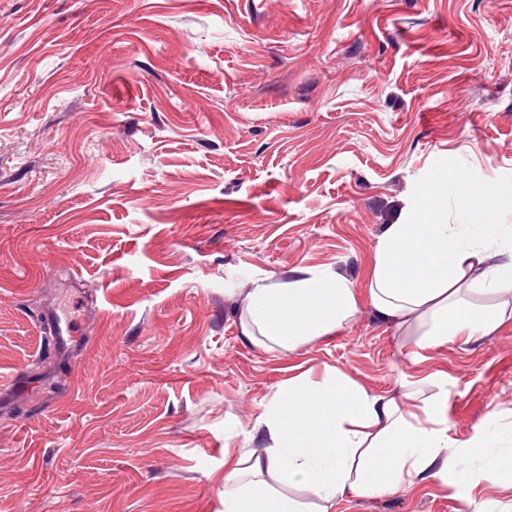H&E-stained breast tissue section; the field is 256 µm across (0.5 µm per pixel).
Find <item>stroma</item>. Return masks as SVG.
<instances>
[{
    "label": "stroma",
    "instance_id": "1",
    "mask_svg": "<svg viewBox=\"0 0 512 512\" xmlns=\"http://www.w3.org/2000/svg\"><path fill=\"white\" fill-rule=\"evenodd\" d=\"M451 157L512 224V0H0V512H223L289 377L335 368L446 407L469 457L512 452V315L410 361L369 273ZM352 281L354 321L279 353L244 295ZM81 339L44 355L48 308ZM24 376L27 389L13 386ZM332 512H512V473Z\"/></svg>",
    "mask_w": 512,
    "mask_h": 512
}]
</instances>
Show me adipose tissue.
Masks as SVG:
<instances>
[{"label": "adipose tissue", "mask_w": 512, "mask_h": 512, "mask_svg": "<svg viewBox=\"0 0 512 512\" xmlns=\"http://www.w3.org/2000/svg\"><path fill=\"white\" fill-rule=\"evenodd\" d=\"M424 182L410 202L408 221L386 225L369 280L377 317L407 332L416 353L496 331L503 309L471 305V293L512 297V242L504 246L493 237L499 229L494 191L473 196L445 159ZM452 197L470 223H449ZM358 312L349 279L298 269L288 281L251 289L239 329L253 344L292 352L336 333ZM406 397L412 409L331 368L290 378L256 420L257 447L237 448L232 435L224 437V512H331L348 492L386 496L442 476L448 420L417 386ZM480 448L462 444L461 473L472 485L490 487L512 471V455L470 469L466 461ZM288 486L304 489L315 507L285 494Z\"/></svg>", "instance_id": "obj_1"}]
</instances>
